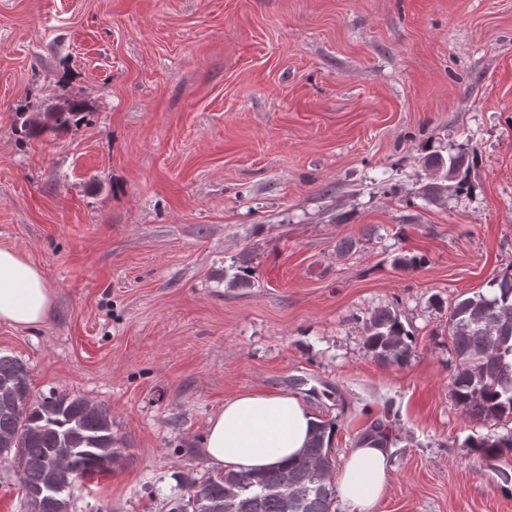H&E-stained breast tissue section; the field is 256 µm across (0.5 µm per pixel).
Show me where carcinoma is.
<instances>
[{
    "label": "carcinoma",
    "mask_w": 512,
    "mask_h": 512,
    "mask_svg": "<svg viewBox=\"0 0 512 512\" xmlns=\"http://www.w3.org/2000/svg\"><path fill=\"white\" fill-rule=\"evenodd\" d=\"M82 112L73 99L54 113L55 130H63ZM464 155L443 158L436 152L425 164L456 180ZM494 291L467 297L448 319L455 368L451 391L457 403L477 421L512 417V274L491 282ZM365 344L383 361L402 364L411 354L410 334L390 309L374 313ZM390 412L373 419L361 440L387 447L394 441ZM331 426L314 431L296 461L259 472L204 475L185 482V494L171 499L170 512H336L334 468L326 442ZM112 421L106 410L68 394L31 398L24 365L0 356V460L19 463L29 512H68L64 497L75 479L107 475L119 465ZM495 461L512 455V434L493 440L471 439Z\"/></svg>",
    "instance_id": "carcinoma-1"
}]
</instances>
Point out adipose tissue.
<instances>
[{
	"label": "adipose tissue",
	"mask_w": 512,
	"mask_h": 512,
	"mask_svg": "<svg viewBox=\"0 0 512 512\" xmlns=\"http://www.w3.org/2000/svg\"><path fill=\"white\" fill-rule=\"evenodd\" d=\"M54 295L42 270L18 249L0 246V322L32 328L42 324ZM317 418L296 396L248 391L225 400L209 419L204 441L208 465L234 472L264 470L299 457ZM390 451L371 442L352 448L336 478L347 512H370L384 493Z\"/></svg>",
	"instance_id": "ef3b65f1"
}]
</instances>
